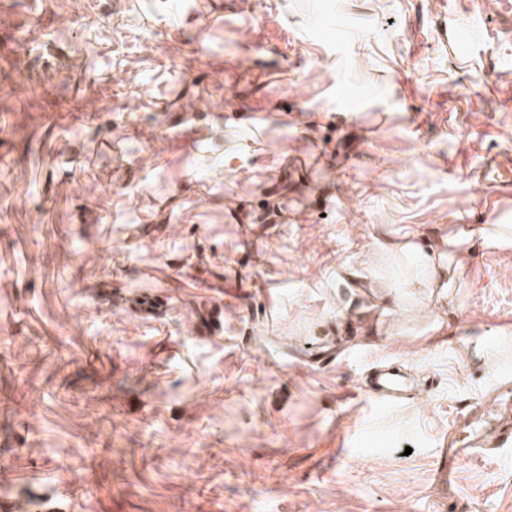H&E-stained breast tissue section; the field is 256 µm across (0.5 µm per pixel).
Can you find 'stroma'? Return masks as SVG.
Returning <instances> with one entry per match:
<instances>
[{"mask_svg":"<svg viewBox=\"0 0 512 512\" xmlns=\"http://www.w3.org/2000/svg\"><path fill=\"white\" fill-rule=\"evenodd\" d=\"M510 143L512 0H0V498L512 512V448L433 470L512 379V185L469 175ZM376 362L420 399L375 415ZM470 242L469 237L463 231L457 234H448L446 237L438 239L435 245L430 247L424 256L422 275L427 280L429 288H434V292L439 300H446L450 288H458L457 280L452 284V280L444 269L442 258L447 255L446 247L453 248L459 259L463 256V247Z\"/></svg>","mask_w":512,"mask_h":512,"instance_id":"1","label":"stroma"}]
</instances>
